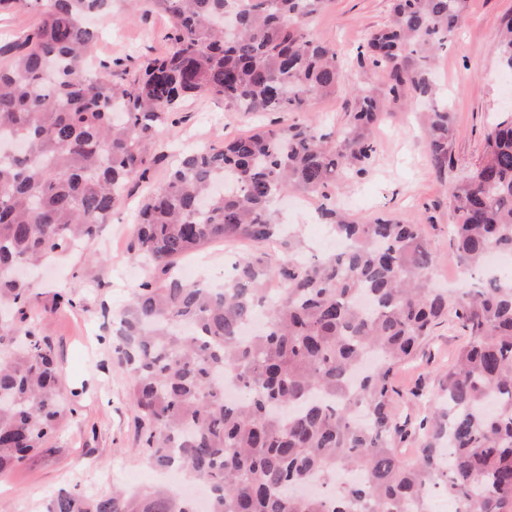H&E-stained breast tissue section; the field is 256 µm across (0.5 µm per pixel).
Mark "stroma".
<instances>
[{"label": "stroma", "instance_id": "obj_1", "mask_svg": "<svg viewBox=\"0 0 512 512\" xmlns=\"http://www.w3.org/2000/svg\"><path fill=\"white\" fill-rule=\"evenodd\" d=\"M389 9L390 0H333L312 21V34L329 43L344 63L342 92L312 108L326 127L346 121L350 88L384 84V74L359 63L356 53L367 32L388 21ZM121 11L119 19H96V54L123 59L133 71L164 50L162 36L169 19L157 9L142 11L137 0H127ZM509 15L512 0H470L466 24L436 63L434 80L448 96L456 127L447 178H439L429 161L422 112L404 109L376 129L378 153L369 172L343 183L336 192L338 204L360 220L389 214L424 221L438 253L436 279L443 285L457 272L448 245L450 186L479 163L488 127L501 113L512 112V76L502 70L494 50L501 21ZM271 122V115L237 112L209 96L184 101L166 133L171 156L149 163L147 179L131 186L97 238L34 275L32 305L40 332L52 345L74 413L43 451L0 476V512H43L49 497L61 488L96 494L115 485L135 488L155 481L141 451L138 412L128 395L129 374L117 361L112 327L117 312L147 278L131 251L132 222L149 192L165 181L176 155L202 145H223L268 128ZM321 204L319 196L297 194L278 212L281 223L302 228L312 255L336 245L317 219ZM60 292L72 298V305H56ZM464 342V336L440 324L414 357L395 371L394 405L400 421L421 417L425 401L437 392Z\"/></svg>", "mask_w": 512, "mask_h": 512}]
</instances>
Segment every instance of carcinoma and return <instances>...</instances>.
Segmentation results:
<instances>
[{
  "label": "carcinoma",
  "instance_id": "obj_1",
  "mask_svg": "<svg viewBox=\"0 0 512 512\" xmlns=\"http://www.w3.org/2000/svg\"><path fill=\"white\" fill-rule=\"evenodd\" d=\"M120 0H0L33 12L23 42L0 49V473L43 447L67 418L51 345L37 334L19 266L96 237L128 185L165 148L173 110L209 95L239 112L307 114L341 89V60L309 31L332 0H144L170 20L166 50L135 73L94 54L87 19ZM468 0H391L387 25L357 58L385 73L351 89L347 121H313L199 148L154 188L135 224L134 258L153 271L119 314L149 465L203 482L209 512H512V280L484 272L512 254V114L485 133L484 153L451 189L449 246L468 286L435 287L437 255L417 221H356L332 191L368 172L378 125L427 107L430 162L452 161L453 117L431 74L462 27ZM494 49L512 72V16ZM294 191L326 200L321 216L346 242L309 260L300 232L278 223ZM217 241L248 242L218 288L177 264ZM275 241L279 257L267 244ZM366 297L370 306L357 300ZM453 304L466 336L413 430L400 426L391 377ZM414 437L400 457L395 439ZM354 471L357 482L336 485ZM45 512H198L165 486L85 494L60 490Z\"/></svg>",
  "mask_w": 512,
  "mask_h": 512
}]
</instances>
